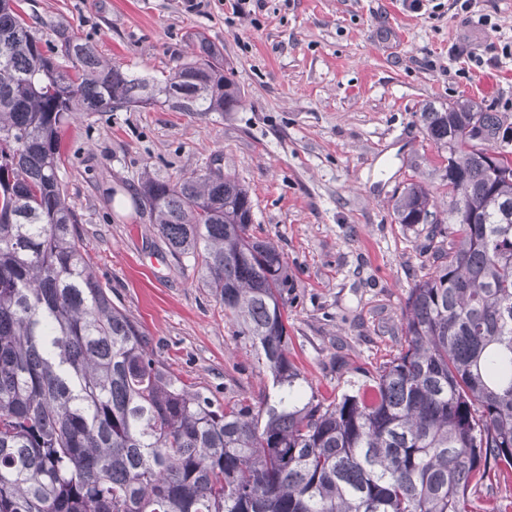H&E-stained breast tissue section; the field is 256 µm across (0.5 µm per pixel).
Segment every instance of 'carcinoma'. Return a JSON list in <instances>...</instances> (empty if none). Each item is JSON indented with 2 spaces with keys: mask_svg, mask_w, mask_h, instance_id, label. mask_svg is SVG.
Segmentation results:
<instances>
[{
  "mask_svg": "<svg viewBox=\"0 0 512 512\" xmlns=\"http://www.w3.org/2000/svg\"><path fill=\"white\" fill-rule=\"evenodd\" d=\"M56 37L0 0V512H512L495 489L512 478V150H497L512 127L468 99L421 109L448 151L455 239L409 293L398 354L334 399L290 357L288 263L250 233L248 190L209 170L146 177L152 223L272 380L258 404H220L112 302L59 176L61 132L116 105L231 112L241 90L202 36L152 81ZM475 116L492 141L468 136ZM433 208L413 182L393 214L426 224Z\"/></svg>",
  "mask_w": 512,
  "mask_h": 512,
  "instance_id": "carcinoma-1",
  "label": "carcinoma"
}]
</instances>
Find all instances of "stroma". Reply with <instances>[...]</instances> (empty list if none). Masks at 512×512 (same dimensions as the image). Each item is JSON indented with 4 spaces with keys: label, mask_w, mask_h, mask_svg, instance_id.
<instances>
[{
    "label": "stroma",
    "mask_w": 512,
    "mask_h": 512,
    "mask_svg": "<svg viewBox=\"0 0 512 512\" xmlns=\"http://www.w3.org/2000/svg\"><path fill=\"white\" fill-rule=\"evenodd\" d=\"M27 0L45 40L63 26L147 78L190 60L196 35L224 54L242 92L231 112L118 107L65 131L60 176L88 257L112 300L140 321L171 371L217 402L260 401L272 384L250 342L174 257L144 210L146 176L220 163L253 201L252 232L288 262L290 356L327 397L398 353L411 288L449 237L396 222L406 184L423 183L447 220L446 160L417 115L465 97L512 125V0ZM491 19V27L480 17ZM497 81L472 89L476 72Z\"/></svg>",
    "instance_id": "obj_1"
}]
</instances>
